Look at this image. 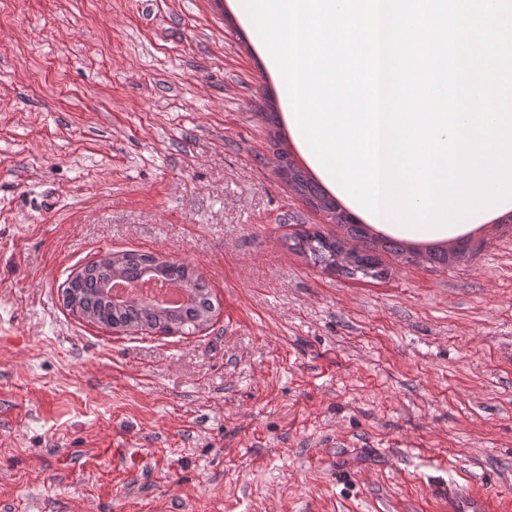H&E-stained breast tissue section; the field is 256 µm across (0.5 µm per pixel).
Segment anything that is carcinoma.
Segmentation results:
<instances>
[{"instance_id":"cac0c4a2","label":"carcinoma","mask_w":512,"mask_h":512,"mask_svg":"<svg viewBox=\"0 0 512 512\" xmlns=\"http://www.w3.org/2000/svg\"><path fill=\"white\" fill-rule=\"evenodd\" d=\"M268 123L273 126L270 141L279 158V175L287 186L299 194L312 208L318 209L345 228L346 234L363 242V247L352 250L338 238L328 237L320 231L304 230L293 238V246L329 272L354 278L382 279L388 271L377 256L386 251L411 256L394 244L365 237L358 219L341 209L335 200L294 165L288 153L279 148L281 133L273 104H268ZM143 275L180 283L189 293V301L176 309L158 308L147 302H115L110 284L115 277L139 278ZM64 305L88 322L110 330L123 332L193 334L205 327L214 317V295L204 280L189 265L170 260L158 254L128 250L107 253L70 274L63 291Z\"/></svg>"}]
</instances>
